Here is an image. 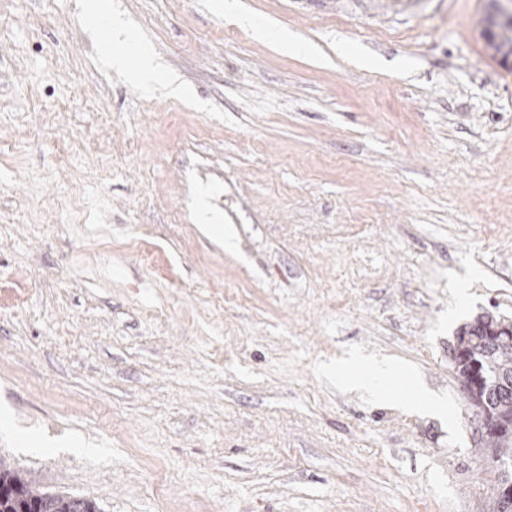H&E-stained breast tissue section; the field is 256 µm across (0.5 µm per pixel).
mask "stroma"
Here are the masks:
<instances>
[{
	"mask_svg": "<svg viewBox=\"0 0 512 512\" xmlns=\"http://www.w3.org/2000/svg\"><path fill=\"white\" fill-rule=\"evenodd\" d=\"M0 0V463L102 512H488L457 331L512 319L486 0ZM241 241L224 250L198 199ZM402 371L336 380L352 352ZM449 417L415 414L418 387ZM104 0H96L90 13V22L97 25H105L112 33L111 39L106 43L103 52L111 61L112 66L124 71L131 80L142 85H150L155 82H163L173 93L180 92V86L176 81L167 76L162 70L156 58L146 50L140 51L134 61H131L124 50L112 52V35L118 32L126 34L125 23L122 18L105 11ZM234 3L233 0L227 5L229 15L239 26L249 29L256 40L278 44L293 50L300 48V43L293 34L270 23H258L250 14L236 8Z\"/></svg>",
	"mask_w": 512,
	"mask_h": 512,
	"instance_id": "1",
	"label": "stroma"
}]
</instances>
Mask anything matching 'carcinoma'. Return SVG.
Here are the masks:
<instances>
[{
    "label": "carcinoma",
    "instance_id": "cac0c4a2",
    "mask_svg": "<svg viewBox=\"0 0 512 512\" xmlns=\"http://www.w3.org/2000/svg\"><path fill=\"white\" fill-rule=\"evenodd\" d=\"M487 54L504 69L512 68V16L494 29H481ZM500 330L498 336L489 330ZM456 340L463 354L453 360L458 378H465L473 370V363L480 365L484 379L480 395L488 402L493 414L512 419V322L491 314L477 317L462 326ZM478 452L495 479L490 484L492 512H512L505 509L500 488L503 482H512V469L504 472L499 459H512V437L491 435L478 441ZM0 512H100L96 501L89 498L43 491L33 486L19 472L0 464Z\"/></svg>",
    "mask_w": 512,
    "mask_h": 512
}]
</instances>
